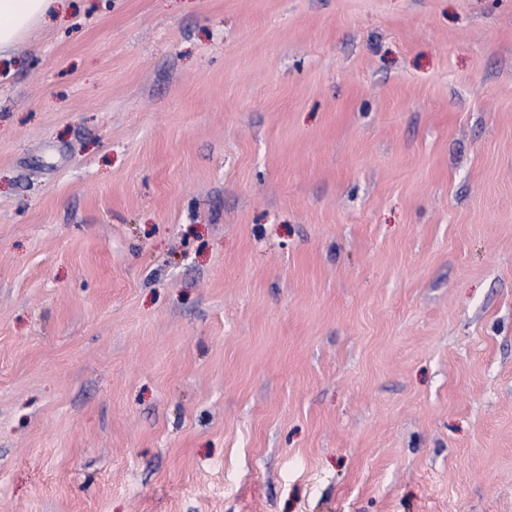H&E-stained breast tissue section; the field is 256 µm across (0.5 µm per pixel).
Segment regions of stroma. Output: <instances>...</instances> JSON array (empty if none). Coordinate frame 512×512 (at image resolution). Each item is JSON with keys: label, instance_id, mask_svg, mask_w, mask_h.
<instances>
[{"label": "stroma", "instance_id": "1", "mask_svg": "<svg viewBox=\"0 0 512 512\" xmlns=\"http://www.w3.org/2000/svg\"><path fill=\"white\" fill-rule=\"evenodd\" d=\"M0 512H512V0L0 59Z\"/></svg>", "mask_w": 512, "mask_h": 512}]
</instances>
